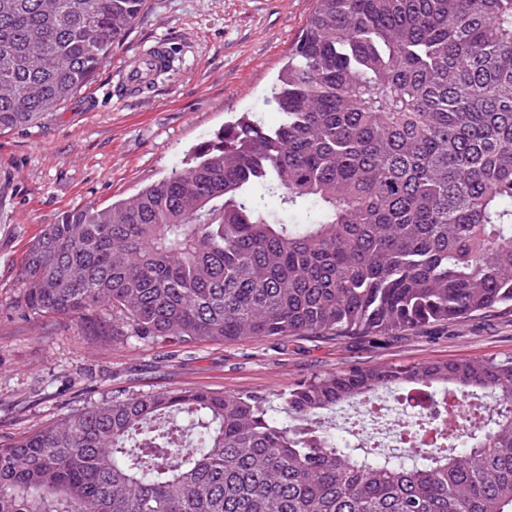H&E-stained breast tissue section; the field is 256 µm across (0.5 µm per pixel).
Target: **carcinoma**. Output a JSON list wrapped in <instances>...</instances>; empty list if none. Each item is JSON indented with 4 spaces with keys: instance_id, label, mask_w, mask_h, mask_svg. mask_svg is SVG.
I'll list each match as a JSON object with an SVG mask.
<instances>
[{
    "instance_id": "1",
    "label": "carcinoma",
    "mask_w": 512,
    "mask_h": 512,
    "mask_svg": "<svg viewBox=\"0 0 512 512\" xmlns=\"http://www.w3.org/2000/svg\"><path fill=\"white\" fill-rule=\"evenodd\" d=\"M145 0H0V132L91 82ZM193 161L45 225L30 313L173 345L393 335L512 305V0H316L274 88ZM394 392L390 455L327 429ZM491 391L496 406L475 403ZM266 396L131 394L0 444V512H512V358Z\"/></svg>"
}]
</instances>
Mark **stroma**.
<instances>
[{
	"instance_id": "obj_1",
	"label": "stroma",
	"mask_w": 512,
	"mask_h": 512,
	"mask_svg": "<svg viewBox=\"0 0 512 512\" xmlns=\"http://www.w3.org/2000/svg\"><path fill=\"white\" fill-rule=\"evenodd\" d=\"M315 0H146L98 76L47 118L0 134V442L115 395L197 387L269 398L348 367L512 357V307L395 336H288L165 346L22 306L28 244L64 211L107 206L182 167L248 117L279 122L271 90ZM168 42L139 94L129 61Z\"/></svg>"
}]
</instances>
